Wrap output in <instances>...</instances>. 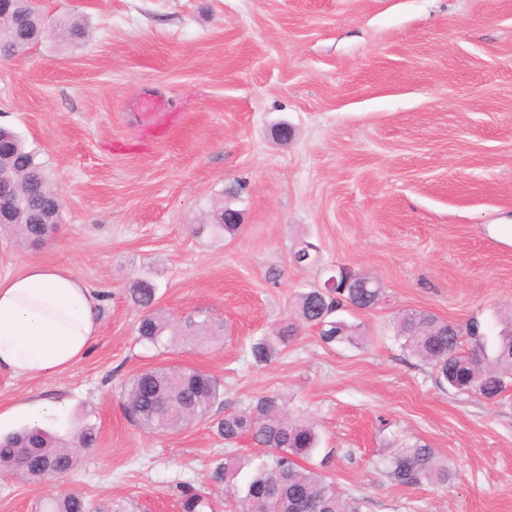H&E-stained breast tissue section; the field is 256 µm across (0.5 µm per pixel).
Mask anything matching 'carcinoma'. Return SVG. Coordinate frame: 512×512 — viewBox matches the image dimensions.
<instances>
[{"label": "carcinoma", "mask_w": 512, "mask_h": 512, "mask_svg": "<svg viewBox=\"0 0 512 512\" xmlns=\"http://www.w3.org/2000/svg\"><path fill=\"white\" fill-rule=\"evenodd\" d=\"M45 19L34 0H12L0 12V58L22 56L40 40ZM0 176L10 181L23 203L16 208L15 223L5 225L18 239L39 245L57 231L58 225L29 223V214L39 210L57 214L60 193L51 183L37 153L14 131L0 127ZM239 212L225 207L214 217L216 229L234 236ZM155 289L140 283L131 289V297L142 314L137 326L139 342L155 348L183 339L198 344L209 342L221 327L209 320H185L173 325L162 313L152 309ZM382 288L362 278L345 290L331 293L312 288L297 296L296 318L319 328L325 344L360 342L356 327L336 319V312L351 307L370 310L381 300ZM500 331L487 354V337L476 321L462 326L429 312L407 311L396 319V338L402 348L430 365L439 383L459 393L476 394L484 399L498 397L512 380V316L504 318ZM298 332L289 320L268 336L250 346L252 358L267 363L278 346L288 344ZM224 385L218 378L196 369L155 368L136 375L126 389L124 409L131 422L148 431H177L189 422L209 417L214 407L223 405ZM216 434L224 439V461L213 471L214 482L224 484L227 494L237 498L240 512H360L361 502L343 499L333 479L317 470L300 465L310 457L319 437L315 427L302 419L285 415L279 397L261 396L242 410H226L215 418ZM248 434L256 444L275 452L272 463L258 467L244 485H238L243 459L233 446ZM97 431L92 425L78 430L72 442L39 427L23 428L0 437V474L16 475L26 481L49 479V470L63 476L73 470L77 454L70 448L95 446ZM386 476L396 485L417 486L425 481L445 483L448 469L437 464L435 452L426 445L406 448L389 457ZM180 512H206L210 507L207 492L181 487ZM41 512H89V504L77 494H59L40 505Z\"/></svg>", "instance_id": "cac0c4a2"}]
</instances>
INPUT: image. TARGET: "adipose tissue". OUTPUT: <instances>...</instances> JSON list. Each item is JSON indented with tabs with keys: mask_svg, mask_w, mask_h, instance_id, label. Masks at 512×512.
I'll return each mask as SVG.
<instances>
[{
	"mask_svg": "<svg viewBox=\"0 0 512 512\" xmlns=\"http://www.w3.org/2000/svg\"><path fill=\"white\" fill-rule=\"evenodd\" d=\"M98 329L97 298L66 268L31 261L0 277V373L35 379L66 371Z\"/></svg>",
	"mask_w": 512,
	"mask_h": 512,
	"instance_id": "ef3b65f1",
	"label": "adipose tissue"
}]
</instances>
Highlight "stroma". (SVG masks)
<instances>
[{
	"label": "stroma",
	"mask_w": 512,
	"mask_h": 512,
	"mask_svg": "<svg viewBox=\"0 0 512 512\" xmlns=\"http://www.w3.org/2000/svg\"><path fill=\"white\" fill-rule=\"evenodd\" d=\"M53 23L82 17L0 61V126L36 149L62 191L46 244L0 232V277L30 261L65 264L100 300L99 334L74 367L0 375V434L17 407L55 401L43 426L94 448L56 482L0 476V512H39L76 492L91 512H179L173 494L232 498L211 473L224 442L211 420L156 433L129 420L123 391L144 370L222 379L224 406L275 395L321 435L337 491L361 512H512V388L492 402L438 386L402 350L403 312L483 322L512 315V0H38ZM154 96L173 118L144 136L132 110ZM287 124L279 141L274 130ZM243 183L237 199L226 190ZM232 238L209 228L223 205ZM317 248L298 267V241ZM345 267L376 278L380 303L343 317L363 347L323 344L300 325L268 364L249 346L293 317L299 293ZM156 288L168 318L224 326L208 348L137 340L133 282ZM433 448L448 481L398 486L381 461Z\"/></svg>",
	"instance_id": "35a3bbf8"
}]
</instances>
